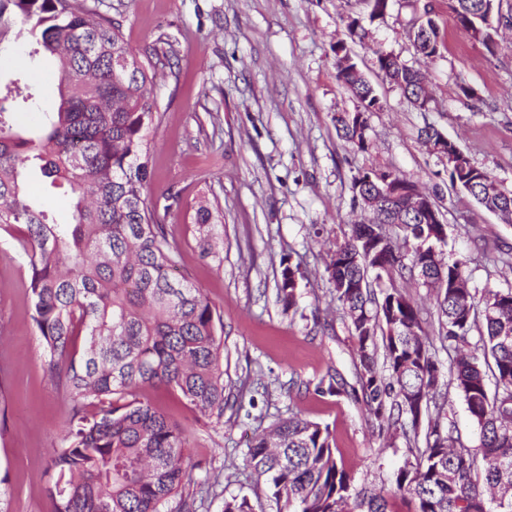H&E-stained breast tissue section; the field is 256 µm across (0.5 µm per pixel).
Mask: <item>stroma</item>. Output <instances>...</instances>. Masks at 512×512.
Returning <instances> with one entry per match:
<instances>
[{
  "label": "stroma",
  "mask_w": 512,
  "mask_h": 512,
  "mask_svg": "<svg viewBox=\"0 0 512 512\" xmlns=\"http://www.w3.org/2000/svg\"><path fill=\"white\" fill-rule=\"evenodd\" d=\"M432 2L444 44L437 58L416 54L410 23ZM123 22L136 56L171 44V64L153 83L163 119L152 136L149 207L163 208L168 190L180 207L166 222L179 246V272L215 304L224 323V422L209 423L166 386L143 388L171 422L190 431L195 465L186 492L218 476L217 495L200 512H221L225 499L272 504L264 480L242 457L258 428L291 413L329 425L336 459L358 484L390 488L409 458L403 439L379 438L355 392L356 344L332 300L326 265L361 215L351 181L367 169L391 170L434 195L448 229L444 251L463 257L473 284L512 288V223L448 186L447 158L430 153L421 130L434 126L471 162L512 191V28L500 29L488 52L462 34L448 0H390L385 17L367 22L363 39L345 21L366 18V0H83ZM346 42L373 86L381 111L368 116L369 147L339 137L336 113L357 99L336 78V46ZM396 56L426 77L431 100L415 108L376 67L375 54ZM40 104L17 115L32 129L58 103L53 61L29 73ZM472 97H465L463 88ZM216 196L223 215L222 264L201 258L190 222L201 197ZM300 269L297 312L283 310L276 284L286 266ZM28 265L14 233L0 231V512H53L44 491L50 450L68 415L64 391L43 370V345L32 319ZM398 287L419 309L423 331L440 361L436 295L415 280ZM338 379L347 394L323 395L320 382ZM267 384L271 403L239 410L236 398Z\"/></svg>",
  "instance_id": "1"
}]
</instances>
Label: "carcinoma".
I'll list each match as a JSON object with an SVG mask.
<instances>
[{
    "instance_id": "obj_1",
    "label": "carcinoma",
    "mask_w": 512,
    "mask_h": 512,
    "mask_svg": "<svg viewBox=\"0 0 512 512\" xmlns=\"http://www.w3.org/2000/svg\"><path fill=\"white\" fill-rule=\"evenodd\" d=\"M448 8L464 35L495 52L492 31L504 23L500 0H449ZM15 26L31 49L14 78L0 82V227H23L17 245L27 259L44 371L69 401L66 432L46 473L53 512H196L195 502L179 496L192 477L184 429L136 394L164 385L208 420L224 419L221 315L186 277L173 275L179 247L165 219L179 194L168 192L162 214L144 197L150 135L162 117L151 84L170 54L155 48L142 60L132 55L121 21L86 11L80 0H0V41ZM413 43L425 58L439 54L440 29L430 14ZM46 57L58 66L60 103L44 113L39 134L24 136L11 117L38 107L25 70ZM376 62L405 95L420 100L421 71L379 52ZM336 77L380 108L363 76L339 67ZM335 121L342 138L368 148L355 113H338ZM447 174L452 189L512 219V191L491 172L450 166ZM33 176L67 187L70 223L50 221L31 198ZM371 176L392 178L395 196L383 201L387 223L352 225L326 271L350 321L356 384L379 435L409 444L424 434L426 448L394 474L392 495L413 502L414 512H512V497L486 498L512 489V288L453 294L451 283L468 278L467 261L450 258L440 268L427 262L444 228L413 214L418 185L393 171H363L351 182L353 205H366ZM216 212L204 201L191 216L205 258L216 256ZM289 271H282L277 298L294 310ZM371 273L378 282L408 276L437 289L439 335L448 347L469 350L443 369L430 336L412 335L422 331L420 312L406 295L368 283L352 287ZM441 385L463 398L479 447L465 446L455 425L443 423ZM243 466L266 477L276 512H390L387 496L369 493L338 465L329 426L298 413L263 429Z\"/></svg>"
}]
</instances>
